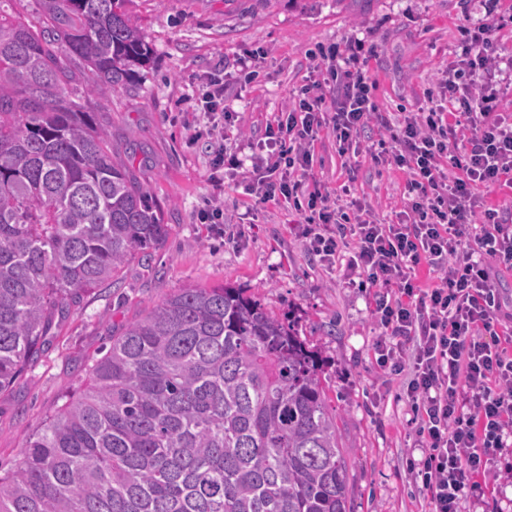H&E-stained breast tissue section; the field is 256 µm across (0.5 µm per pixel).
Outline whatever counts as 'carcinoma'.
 I'll use <instances>...</instances> for the list:
<instances>
[{
  "mask_svg": "<svg viewBox=\"0 0 512 512\" xmlns=\"http://www.w3.org/2000/svg\"><path fill=\"white\" fill-rule=\"evenodd\" d=\"M39 2L33 25L0 0V392L168 234L90 110L149 61L125 0ZM0 512H351L318 352L239 288L182 289L25 438Z\"/></svg>",
  "mask_w": 512,
  "mask_h": 512,
  "instance_id": "obj_1",
  "label": "carcinoma"
}]
</instances>
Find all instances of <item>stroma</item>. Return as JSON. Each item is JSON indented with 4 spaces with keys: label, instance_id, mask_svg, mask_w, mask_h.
I'll list each match as a JSON object with an SVG mask.
<instances>
[{
    "label": "stroma",
    "instance_id": "1",
    "mask_svg": "<svg viewBox=\"0 0 512 512\" xmlns=\"http://www.w3.org/2000/svg\"><path fill=\"white\" fill-rule=\"evenodd\" d=\"M124 11L152 50L130 88L101 100L97 114L112 146L165 211L168 235L149 261L132 258L112 284L81 295L37 359L0 392V474L22 457L27 434L62 406L85 378L88 360L102 357L112 331L140 319L183 288L232 285L299 330L317 350L323 384L336 409L339 443L348 464L352 512H426L428 492L410 472L418 423L404 376L375 361L381 334L373 289L345 263L329 266L299 234L302 211L285 203L258 207L240 170H215L208 120L186 99L208 79L224 87V146H257L273 113L295 102L322 48L364 39L371 100L389 127L370 123L358 152H340L323 131L314 145L310 185L339 197L342 186L380 222L397 223L406 208L402 172L375 164L368 146L393 147L401 113L439 103L441 71L486 20L481 0H125ZM265 59L253 82L240 62ZM224 205L244 235L225 240L201 210Z\"/></svg>",
    "mask_w": 512,
    "mask_h": 512
}]
</instances>
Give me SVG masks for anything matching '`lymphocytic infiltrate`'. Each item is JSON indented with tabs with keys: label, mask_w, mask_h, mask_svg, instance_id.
Wrapping results in <instances>:
<instances>
[{
	"label": "lymphocytic infiltrate",
	"mask_w": 512,
	"mask_h": 512,
	"mask_svg": "<svg viewBox=\"0 0 512 512\" xmlns=\"http://www.w3.org/2000/svg\"><path fill=\"white\" fill-rule=\"evenodd\" d=\"M362 49L349 38L328 50L333 112L323 108L319 83L303 86L297 109L267 124L261 152L245 160L219 148L212 164L250 165L246 190L255 204L305 195L318 221L301 234L322 261H339L346 238L355 240L347 267L377 289V362L410 374L407 397L429 450L418 468L431 512H461L474 476L512 449V310L491 272L512 268V214L484 206L478 194L512 185V119L498 111L512 89V52L498 46L491 25L478 26L442 71L447 106L402 114L394 147L374 159L406 173L409 201L401 222L383 224L371 210L350 214L321 190L304 189L320 133L349 145L375 118ZM460 139L458 154L451 146ZM423 266L436 276L432 287L417 281Z\"/></svg>",
	"instance_id": "f902f5d3"
}]
</instances>
